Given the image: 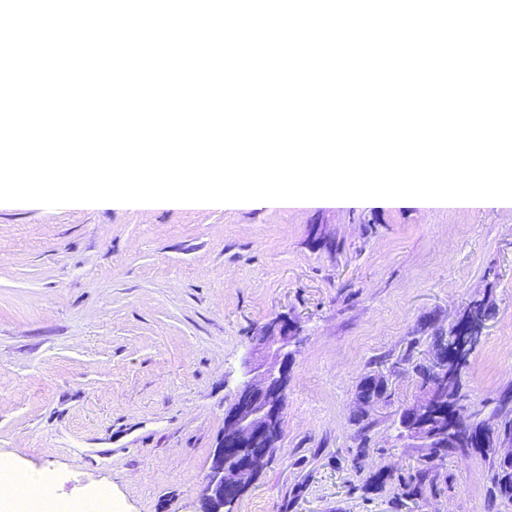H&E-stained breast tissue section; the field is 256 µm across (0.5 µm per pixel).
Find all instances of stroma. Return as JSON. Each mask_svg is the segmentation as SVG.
<instances>
[{
    "mask_svg": "<svg viewBox=\"0 0 512 512\" xmlns=\"http://www.w3.org/2000/svg\"><path fill=\"white\" fill-rule=\"evenodd\" d=\"M477 302L495 315L461 393L487 416L512 402V208L0 204V464L196 512L241 360L285 316L281 437L233 512H512L496 454L400 427L415 365Z\"/></svg>",
    "mask_w": 512,
    "mask_h": 512,
    "instance_id": "1",
    "label": "stroma"
}]
</instances>
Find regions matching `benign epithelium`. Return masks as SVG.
<instances>
[{"label": "benign epithelium", "mask_w": 512, "mask_h": 512, "mask_svg": "<svg viewBox=\"0 0 512 512\" xmlns=\"http://www.w3.org/2000/svg\"><path fill=\"white\" fill-rule=\"evenodd\" d=\"M302 342L299 327L283 316L270 322L256 337L254 349L243 360L238 384L224 408V433L214 450L211 465L201 482L200 512H233L232 504L255 480L280 437V412L288 383L292 348ZM423 394L408 407L407 436L425 448L446 440L444 431L432 426L426 412L442 400L454 375L448 368V347L437 348L426 366ZM499 459L512 464V433L495 437Z\"/></svg>", "instance_id": "obj_1"}]
</instances>
